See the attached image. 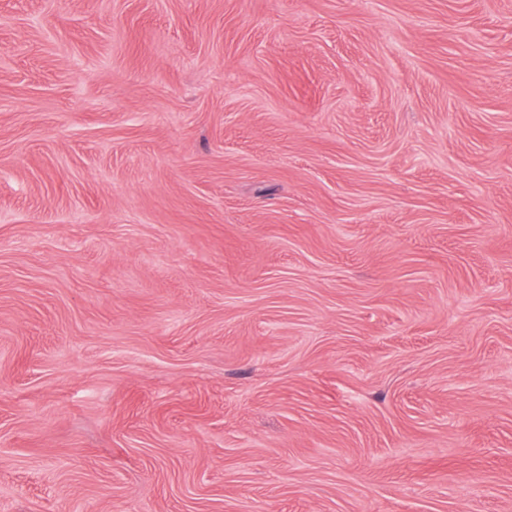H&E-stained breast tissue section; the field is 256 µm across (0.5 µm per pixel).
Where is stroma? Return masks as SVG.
<instances>
[{"instance_id":"35a3bbf8","label":"stroma","mask_w":512,"mask_h":512,"mask_svg":"<svg viewBox=\"0 0 512 512\" xmlns=\"http://www.w3.org/2000/svg\"><path fill=\"white\" fill-rule=\"evenodd\" d=\"M0 512H512V0H0Z\"/></svg>"}]
</instances>
